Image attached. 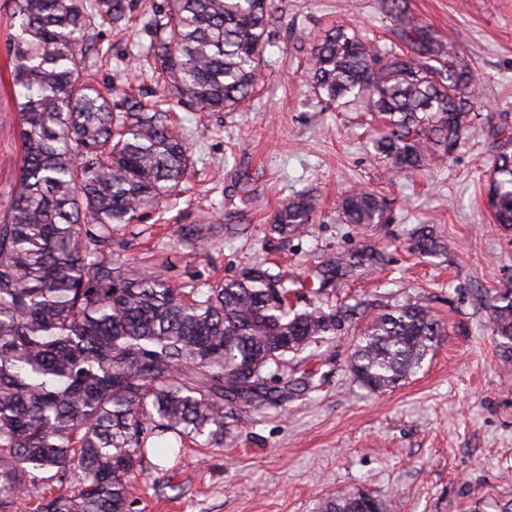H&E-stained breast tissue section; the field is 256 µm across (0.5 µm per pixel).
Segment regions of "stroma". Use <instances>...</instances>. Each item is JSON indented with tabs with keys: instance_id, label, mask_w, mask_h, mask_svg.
<instances>
[{
	"instance_id": "stroma-1",
	"label": "stroma",
	"mask_w": 512,
	"mask_h": 512,
	"mask_svg": "<svg viewBox=\"0 0 512 512\" xmlns=\"http://www.w3.org/2000/svg\"><path fill=\"white\" fill-rule=\"evenodd\" d=\"M163 0H130L128 30L95 29L111 66L93 78L148 96L140 67L145 23ZM417 24L473 63L482 106L449 157L412 177L394 174L367 142L366 118L312 101L306 69L315 37L338 23L401 45L381 0H273L265 79L236 112H188L171 120L194 166L175 198L140 222L116 224L108 251L140 276L206 289L253 264L283 274L296 309L373 303L428 306L445 325L421 369L375 393L353 381L348 360L361 330L289 356L272 383H295L280 406L224 408V443L187 444L133 480L127 512H318L322 500L356 489L387 512H494L512 499V359L489 323L486 298L512 288V229L494 224L485 188L500 140L512 132V0H404ZM21 145L16 106L0 86V205L16 181ZM365 187L388 204L379 224L345 223L342 194ZM315 198L312 224L273 229L290 197ZM445 248L422 256L419 228ZM382 264L319 284L320 268L362 245ZM318 380L304 387L306 378Z\"/></svg>"
}]
</instances>
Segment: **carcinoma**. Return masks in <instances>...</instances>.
<instances>
[{
	"label": "carcinoma",
	"mask_w": 512,
	"mask_h": 512,
	"mask_svg": "<svg viewBox=\"0 0 512 512\" xmlns=\"http://www.w3.org/2000/svg\"><path fill=\"white\" fill-rule=\"evenodd\" d=\"M272 0H165L147 21L146 68L161 80L153 100L102 92L89 73L108 61L91 33L128 29L129 0H16L9 37L21 165L0 206V512H127L129 480L148 447L168 433L205 445L224 440V403L275 406L290 390L266 387L273 365L352 324L355 310L297 311L278 274L244 268L207 291L112 266V225L132 224L190 174V147L168 112H234L263 80ZM408 52H384L343 24L310 52L308 83L319 103L352 101L379 115L378 158L400 175L451 154L478 108L469 60L447 50L382 0ZM488 197L495 222L512 229V134L500 142ZM349 224H379L385 199L369 189L341 200ZM310 195L289 199L275 229L313 222ZM433 254L431 232L414 242ZM359 251L336 261L356 267ZM490 321L512 357V289L494 297ZM445 328L428 307L405 304L372 316L349 359L370 391L400 386ZM319 512H385L371 493L323 501Z\"/></svg>",
	"instance_id": "cac0c4a2"
}]
</instances>
